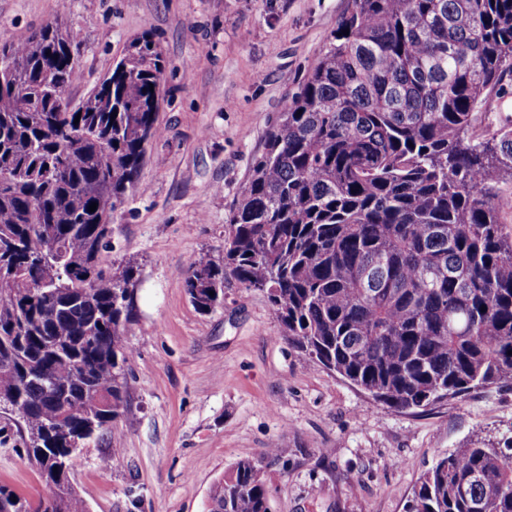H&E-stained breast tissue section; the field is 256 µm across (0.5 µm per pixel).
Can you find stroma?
Here are the masks:
<instances>
[{
  "label": "stroma",
  "mask_w": 512,
  "mask_h": 512,
  "mask_svg": "<svg viewBox=\"0 0 512 512\" xmlns=\"http://www.w3.org/2000/svg\"><path fill=\"white\" fill-rule=\"evenodd\" d=\"M351 0H0V43L60 18L77 31L72 104L143 34L161 45L163 134L112 215L103 259L138 269L134 358L114 427L74 453L69 479L88 512H208L236 462L265 471L272 512H406L441 456L512 440V384L397 412L303 362L261 291L234 278L199 312L182 274L224 255V222L272 118L285 111ZM280 448L269 458L270 444ZM11 435L0 486L37 502L43 481Z\"/></svg>",
  "instance_id": "stroma-1"
}]
</instances>
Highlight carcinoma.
I'll use <instances>...</instances> for the list:
<instances>
[{"label":"carcinoma","mask_w":512,"mask_h":512,"mask_svg":"<svg viewBox=\"0 0 512 512\" xmlns=\"http://www.w3.org/2000/svg\"><path fill=\"white\" fill-rule=\"evenodd\" d=\"M76 42L48 23L0 46V407L18 411L53 512H87L64 461L126 402L137 270L100 254L162 135L165 76L145 34L67 111ZM508 76L512 0H351L271 122L224 259L201 252L183 274L194 307L220 305L233 275L266 293L303 361L401 412L512 383V231L496 194L512 116L471 134ZM0 512L39 510L0 486ZM209 512H271L262 465L224 473ZM408 512H512V444L438 458Z\"/></svg>","instance_id":"cac0c4a2"}]
</instances>
